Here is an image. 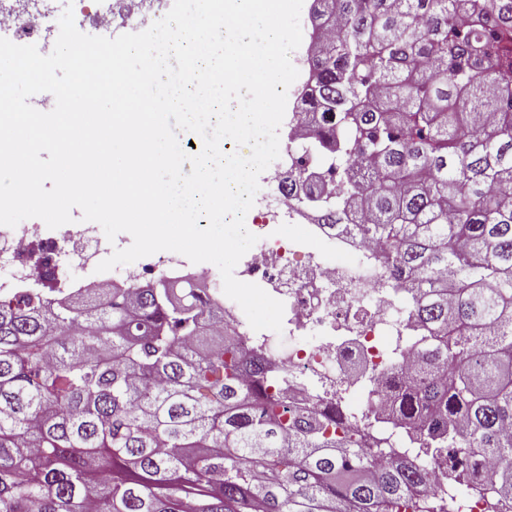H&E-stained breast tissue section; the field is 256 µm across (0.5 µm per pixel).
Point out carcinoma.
Masks as SVG:
<instances>
[{
  "label": "carcinoma",
  "instance_id": "cac0c4a2",
  "mask_svg": "<svg viewBox=\"0 0 512 512\" xmlns=\"http://www.w3.org/2000/svg\"><path fill=\"white\" fill-rule=\"evenodd\" d=\"M312 31L297 161L412 294L420 350L380 379L411 450L288 407L197 289L48 268L0 296V512H455L428 459L457 484L475 456L512 498V0H319Z\"/></svg>",
  "mask_w": 512,
  "mask_h": 512
}]
</instances>
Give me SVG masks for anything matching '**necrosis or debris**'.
<instances>
[{
  "label": "necrosis or debris",
  "instance_id": "obj_1",
  "mask_svg": "<svg viewBox=\"0 0 512 512\" xmlns=\"http://www.w3.org/2000/svg\"><path fill=\"white\" fill-rule=\"evenodd\" d=\"M73 14L102 29L146 28L169 10L166 0H71ZM58 0H41L29 11L0 9V33L11 35L15 44L36 45L42 54L52 52ZM277 209L252 220L248 229L257 243L241 258L238 279L252 282L284 304L282 335L308 336L305 350H287L267 331L253 330L241 307L224 296L223 286L211 282L202 269L187 270L164 256L132 268L112 271L123 286L139 285L155 272L167 279H189L207 284L210 296L224 301V325L237 334L250 352L268 353L278 370L275 386L289 402L326 406L348 404L353 394L371 398L367 410H356L353 422L374 427L398 440L387 422L391 407L376 400L377 375L393 361L407 358L417 349L407 325L408 312L400 308V289L394 288L381 263L382 246L339 234L314 221L311 212L283 191H276ZM10 242V272L19 287L40 280V268L28 263L27 251L42 244L52 261L78 258L82 250L74 234L39 239L29 231L7 233ZM331 253L351 254L348 263L328 261ZM281 335V336H282Z\"/></svg>",
  "mask_w": 512,
  "mask_h": 512
}]
</instances>
